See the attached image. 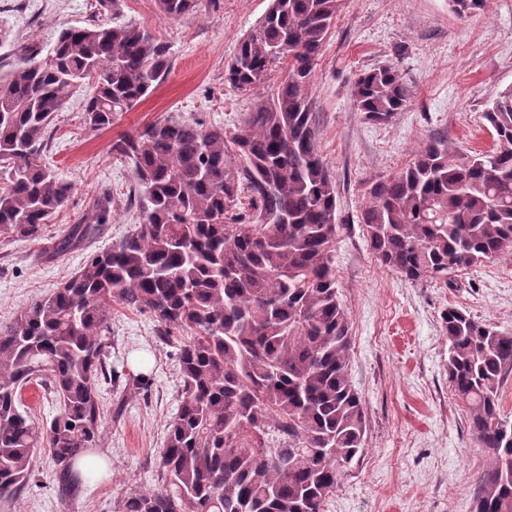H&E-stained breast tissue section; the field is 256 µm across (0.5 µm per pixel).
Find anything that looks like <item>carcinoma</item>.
<instances>
[{
    "label": "carcinoma",
    "mask_w": 512,
    "mask_h": 512,
    "mask_svg": "<svg viewBox=\"0 0 512 512\" xmlns=\"http://www.w3.org/2000/svg\"><path fill=\"white\" fill-rule=\"evenodd\" d=\"M172 19L197 0H157ZM467 19L484 0H451ZM340 0H270L224 70L230 87H265L241 126L163 119L112 141L133 163L139 223L51 293L0 328V508L51 452L59 485L97 444L109 365L112 303L150 313L176 344L178 409L166 427L158 488L134 490L118 512H324L364 451L367 418L348 375L350 322L334 266L336 181L320 153L311 83ZM0 82V241L42 237L72 185L43 159L58 113L84 84L93 130L152 93L170 47L136 23L61 30L49 56L38 44ZM355 109L374 124L407 110L412 87L390 65L358 75ZM485 117L494 145L456 157L430 139L399 172L365 182L360 224L370 250L411 283L442 279L512 248V86ZM93 200L53 254L108 220ZM448 382L489 462L474 512H512V421L501 414L512 376V334L467 311L442 315ZM187 331V338L174 331ZM39 385L57 413L36 426L22 391Z\"/></svg>",
    "instance_id": "obj_1"
}]
</instances>
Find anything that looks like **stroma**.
Instances as JSON below:
<instances>
[{"label": "stroma", "mask_w": 512, "mask_h": 512, "mask_svg": "<svg viewBox=\"0 0 512 512\" xmlns=\"http://www.w3.org/2000/svg\"><path fill=\"white\" fill-rule=\"evenodd\" d=\"M268 6L269 0H197L195 11L170 19L157 0H118L107 11L96 0H0V78L18 64L21 45L48 48L62 29L91 23H137L166 42L172 57L165 80L119 113L111 129L85 125L87 90L61 112L45 161L74 194L40 240L0 241V326L137 223L139 208L129 202L136 175L112 153L113 139L169 117L231 128L250 111L257 92L230 88L224 70ZM379 65L395 67L414 93L410 107L387 124L366 121L350 97L358 74ZM511 85L512 0H485L464 21L450 0H341L312 96L320 151L336 180L343 226L336 279L351 328L348 373L364 402L367 434L358 467L340 480L326 512H473L474 483L488 456L449 387L441 316L455 306L512 334V254L455 273L450 286L414 284L378 262L358 218L365 181L395 174L427 140L443 138L459 156L491 148L483 112ZM103 193L112 197L107 223L81 249L46 257V243L63 237ZM175 353L157 338L149 313L113 304L110 360L130 376L151 374L152 385L142 391L119 382L104 391L93 450L102 468L64 491L48 449H38V481L9 512H118L130 488L157 487L165 427L178 406Z\"/></svg>", "instance_id": "stroma-1"}]
</instances>
